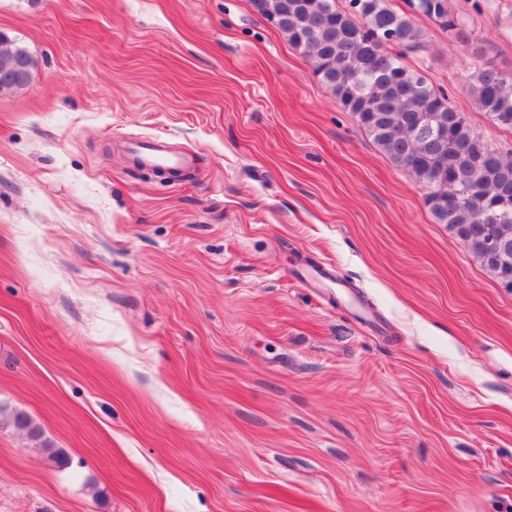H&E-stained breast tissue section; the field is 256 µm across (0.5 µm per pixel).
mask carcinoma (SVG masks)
I'll list each match as a JSON object with an SVG mask.
<instances>
[{
  "instance_id": "obj_1",
  "label": "carcinoma",
  "mask_w": 512,
  "mask_h": 512,
  "mask_svg": "<svg viewBox=\"0 0 512 512\" xmlns=\"http://www.w3.org/2000/svg\"><path fill=\"white\" fill-rule=\"evenodd\" d=\"M253 9L281 31L310 63L313 74L365 130L391 162L424 192L434 221L473 254L500 285L512 286V150L489 145L442 88L408 67L404 54L421 44L411 16L432 19L448 37L468 41L472 32L448 8V0H250ZM21 57V81L0 78V92L26 88L35 61L0 33V71ZM479 111L512 131V76L488 64L471 75ZM5 422L36 436L22 413Z\"/></svg>"
}]
</instances>
